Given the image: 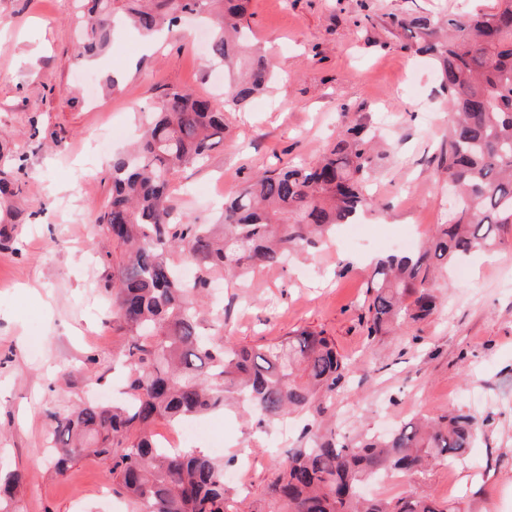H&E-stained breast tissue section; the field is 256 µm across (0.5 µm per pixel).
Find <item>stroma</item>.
I'll return each instance as SVG.
<instances>
[{"instance_id": "stroma-1", "label": "stroma", "mask_w": 512, "mask_h": 512, "mask_svg": "<svg viewBox=\"0 0 512 512\" xmlns=\"http://www.w3.org/2000/svg\"><path fill=\"white\" fill-rule=\"evenodd\" d=\"M496 0H249L253 40L277 81L228 116L230 132L205 164L177 172L171 202L216 223L212 193L232 195L257 172L316 158L343 118L384 127L387 156L368 189L378 210L288 266L224 290V335L259 345L297 330L325 331L352 364L331 408L341 434L384 432L451 406L484 418L466 462L435 468L420 487L462 512H512V225L494 253L453 268L442 307L390 336L360 322L374 258L421 244L448 214L440 165L448 106L436 60L415 53L399 18L490 12ZM161 50L116 30L95 58L78 55L74 0H0V467L20 469L16 512H125L107 464L87 458L58 474L46 411L117 389L113 358L127 338L104 285L111 237L98 227L113 155L136 138L143 113L172 89L218 98L209 33L189 18ZM111 126L105 151L96 130ZM209 438L237 459L252 507L264 505L274 467L301 418L258 429L237 410L208 415ZM490 465L486 477L474 469Z\"/></svg>"}]
</instances>
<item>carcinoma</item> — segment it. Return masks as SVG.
Here are the masks:
<instances>
[{
	"instance_id": "cac0c4a2",
	"label": "carcinoma",
	"mask_w": 512,
	"mask_h": 512,
	"mask_svg": "<svg viewBox=\"0 0 512 512\" xmlns=\"http://www.w3.org/2000/svg\"><path fill=\"white\" fill-rule=\"evenodd\" d=\"M82 48L94 54L115 25L129 19L144 37L173 31L179 15L222 4L208 42L224 65L220 100L168 91L146 116L148 127L129 151L112 158V194L98 223L112 228V313L129 336L120 357L126 397L47 410L55 468L63 474L88 457L110 464L112 492L130 512H255L233 500L224 465L194 448L172 452L154 426L197 419L238 403L258 424L295 412L308 423L268 484L265 512H457L413 488L398 497H369L371 481L406 477L413 484L437 466L462 462L482 435L479 420L446 409L410 420L384 436L345 440L322 416L342 388L349 365L335 341L298 330L258 346L224 338V316L202 331L199 302L217 274L238 279L282 266L304 247L373 211L365 183L383 153L376 131L356 118L315 160L265 170L224 200V232L173 214L171 176L208 157L224 139L226 108H241L275 80L270 59L246 44L248 0H91ZM417 51L438 58L450 122L442 153L458 208L436 225L417 252L379 258L365 282L361 323L367 337L409 328L438 307L436 274L497 245L512 224V0L473 17L436 22L414 17ZM195 270L186 282L180 268ZM21 483L0 471V512H13Z\"/></svg>"
}]
</instances>
